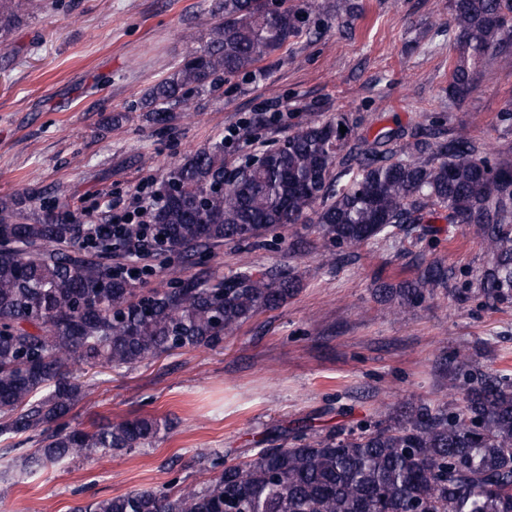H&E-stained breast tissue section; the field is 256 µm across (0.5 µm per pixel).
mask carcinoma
I'll return each mask as SVG.
<instances>
[{"label": "carcinoma", "instance_id": "carcinoma-1", "mask_svg": "<svg viewBox=\"0 0 512 512\" xmlns=\"http://www.w3.org/2000/svg\"><path fill=\"white\" fill-rule=\"evenodd\" d=\"M34 0H0V44ZM293 0H216L209 40L150 87L142 109L158 123L190 107L192 89L214 91L251 72L301 31ZM458 55L449 95L462 100L483 56L512 36V0H454ZM346 125L297 127L260 163L224 177V142L198 148L163 175L154 223L158 253L189 259L202 249L249 242L316 215L322 245L356 248L415 224H464L490 258L483 295L512 303V166L491 161L469 140L417 138L394 160L380 132L354 157L357 168L332 176ZM29 198L0 201V438L25 436L30 471L102 449L144 448L153 419L72 428L67 419L88 396L87 367L130 368L175 349L215 346L259 312L300 289L289 270L246 266L222 278L205 272L140 293L112 264V239L93 240L83 224L28 214ZM448 287V267L426 264L417 278L382 285L403 307ZM456 411L421 403L397 423L358 434H303L291 447L264 448L226 465L201 486L179 477L153 488L86 501L74 512H512V377L480 373L459 354Z\"/></svg>", "mask_w": 512, "mask_h": 512}]
</instances>
